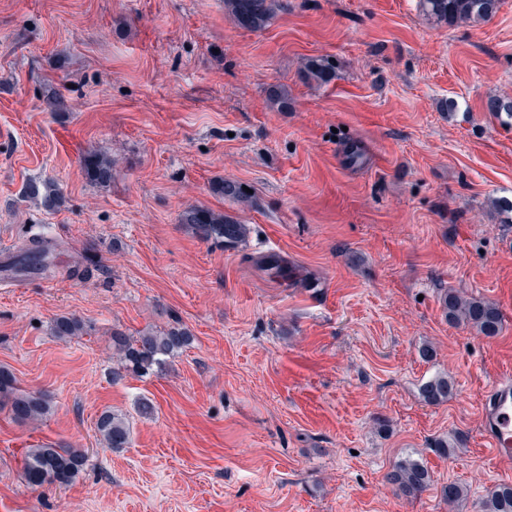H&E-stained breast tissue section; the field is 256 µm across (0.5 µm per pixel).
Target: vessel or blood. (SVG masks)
Wrapping results in <instances>:
<instances>
[{
    "label": "vessel or blood",
    "mask_w": 512,
    "mask_h": 512,
    "mask_svg": "<svg viewBox=\"0 0 512 512\" xmlns=\"http://www.w3.org/2000/svg\"><path fill=\"white\" fill-rule=\"evenodd\" d=\"M482 434L494 456L512 458V376L505 375L489 386L483 396Z\"/></svg>",
    "instance_id": "vessel-or-blood-1"
}]
</instances>
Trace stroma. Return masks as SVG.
<instances>
[{"label":"stroma","mask_w":512,"mask_h":512,"mask_svg":"<svg viewBox=\"0 0 512 512\" xmlns=\"http://www.w3.org/2000/svg\"><path fill=\"white\" fill-rule=\"evenodd\" d=\"M491 96L512 98V0L457 25L419 0H282L260 30L224 0H0V247L41 235L51 263L13 260L0 366L52 401L31 422L0 408V512H481L512 484L480 415L512 373V224L492 207L512 198V125ZM226 178L247 201L216 193ZM32 181L57 195L26 197ZM192 206L245 241L199 238ZM451 290L494 303L498 336L449 324ZM63 316L87 335L54 336ZM175 324L189 346L113 379V331ZM438 375L453 389L430 404ZM106 409L128 447L99 444ZM43 442L84 450L70 485L22 480ZM407 456L433 475L411 500L385 481ZM304 68L309 81L317 85L327 84L333 77L332 65L322 57L309 59L305 63ZM181 223L188 224L202 239H222L224 245L235 246L245 240L246 224H239L224 214L207 208L192 207L181 215ZM450 392L451 384L446 376L436 377L425 383L422 388L425 401L432 404L447 400Z\"/></svg>","instance_id":"35a3bbf8"}]
</instances>
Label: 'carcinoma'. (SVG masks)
Returning a JSON list of instances; mask_svg holds the SVG:
<instances>
[{
    "label": "carcinoma",
    "instance_id": "carcinoma-1",
    "mask_svg": "<svg viewBox=\"0 0 512 512\" xmlns=\"http://www.w3.org/2000/svg\"><path fill=\"white\" fill-rule=\"evenodd\" d=\"M428 16L448 24L476 22L494 15L501 0H421ZM279 0H224V7L240 25L250 29H261L278 10ZM309 81L323 85L331 81L333 67L322 57L309 59L305 63ZM486 110L496 119L512 125V98L490 97ZM86 159L92 162L89 174L95 179L105 178L111 164L96 153ZM218 191L226 198L242 201L245 194L240 184L224 179ZM181 223L189 225L202 239L216 238L228 246L245 240L247 226L207 208L192 207L181 215ZM444 313L452 324H467L485 337L496 336L502 327V315L494 305L477 298L463 299L450 291L444 297ZM53 333L58 337H73L86 334L85 323L77 317L56 319ZM191 336L179 327L166 330H146L137 336H128L114 331L110 346L115 351V367L112 378L120 379L127 374L143 375L153 367L161 368L167 358L189 344ZM451 384L446 376L436 377L422 388L426 402L439 403L448 399ZM0 397L10 404V411L18 420L38 419L50 411V399L45 393L25 392L15 385L12 374L0 368ZM96 428L106 447L124 448L130 442V427L126 418L104 411L98 418ZM85 462V454L79 448H57L41 444L29 449L23 459L21 476L34 489L52 485H67ZM387 481L394 490L407 498H418L432 484V474L423 462L403 459L395 463L387 474ZM482 512H512V485L501 484L482 503Z\"/></svg>",
    "mask_w": 512,
    "mask_h": 512
}]
</instances>
